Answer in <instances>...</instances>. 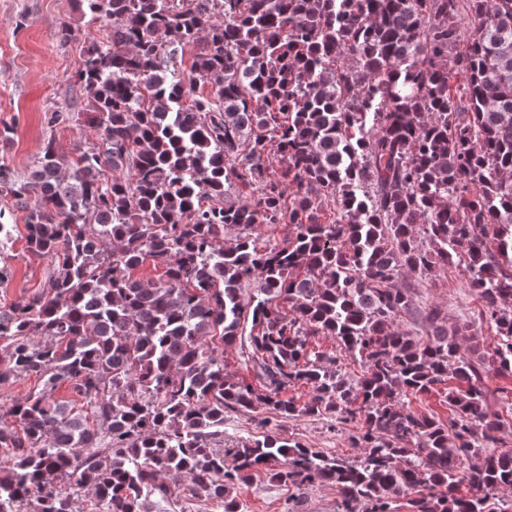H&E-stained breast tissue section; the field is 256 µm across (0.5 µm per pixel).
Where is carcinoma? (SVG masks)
<instances>
[{
	"label": "carcinoma",
	"mask_w": 512,
	"mask_h": 512,
	"mask_svg": "<svg viewBox=\"0 0 512 512\" xmlns=\"http://www.w3.org/2000/svg\"><path fill=\"white\" fill-rule=\"evenodd\" d=\"M77 2L104 30L75 73L94 139L47 142L27 179L0 165L51 264L0 310V383L40 380L0 411V512H160L183 491L240 512L231 489L263 471L336 486L338 512H507L484 377H512V0ZM261 224L282 241L258 246ZM458 259L498 336L477 360L396 285ZM148 260L162 275L134 278ZM237 342L257 385L226 371ZM441 390L448 425L410 407ZM258 410L353 423L359 455L273 431L224 447V415ZM312 346L329 354H335L338 357V366L340 367L341 372L347 377L354 378L356 375H359V364L345 356V354H340L339 349L336 346V341H334L332 338L317 336L312 339Z\"/></svg>",
	"instance_id": "obj_1"
}]
</instances>
